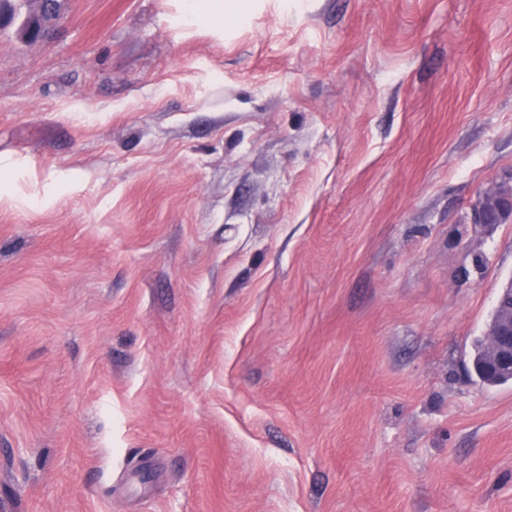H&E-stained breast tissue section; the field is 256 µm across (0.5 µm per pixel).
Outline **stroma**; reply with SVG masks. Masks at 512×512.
Listing matches in <instances>:
<instances>
[{
    "instance_id": "35a3bbf8",
    "label": "stroma",
    "mask_w": 512,
    "mask_h": 512,
    "mask_svg": "<svg viewBox=\"0 0 512 512\" xmlns=\"http://www.w3.org/2000/svg\"><path fill=\"white\" fill-rule=\"evenodd\" d=\"M185 13L0 30V512H512V0ZM502 187L499 185L496 188L486 191L481 194L482 197L495 198L498 200L497 204H493L494 212L492 217L494 222H489V210L482 207L477 203V200L472 204L470 209V222L473 225H480L485 227L495 226L497 224L505 223L512 220V184L510 185V194L508 195V203L506 206L501 205L500 199L502 198ZM491 320L483 337L480 361L475 357L476 341L473 345V366L479 361L482 377L491 382L512 380V276L503 280L497 289ZM477 374V373H476ZM483 383L484 379L476 375Z\"/></svg>"
}]
</instances>
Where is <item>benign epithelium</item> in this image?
Returning <instances> with one entry per match:
<instances>
[{
  "instance_id": "7a95c632",
  "label": "benign epithelium",
  "mask_w": 512,
  "mask_h": 512,
  "mask_svg": "<svg viewBox=\"0 0 512 512\" xmlns=\"http://www.w3.org/2000/svg\"><path fill=\"white\" fill-rule=\"evenodd\" d=\"M54 16H59L56 0H0V29L16 22V33L23 39L43 36ZM508 220H512V193L507 205L495 204L492 213L476 202L471 206L473 225L490 227ZM479 367L482 377L491 382L512 380V276L497 289Z\"/></svg>"
}]
</instances>
